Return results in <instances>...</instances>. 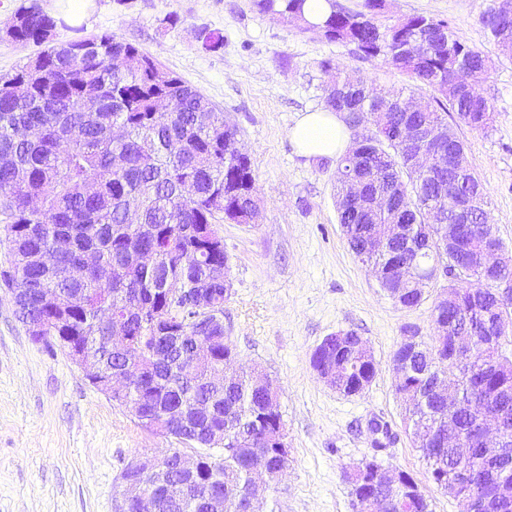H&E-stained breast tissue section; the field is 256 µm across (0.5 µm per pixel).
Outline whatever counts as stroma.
Wrapping results in <instances>:
<instances>
[{
  "label": "stroma",
  "mask_w": 512,
  "mask_h": 512,
  "mask_svg": "<svg viewBox=\"0 0 512 512\" xmlns=\"http://www.w3.org/2000/svg\"><path fill=\"white\" fill-rule=\"evenodd\" d=\"M41 4L65 20L57 41L79 30L109 32L150 53L223 111L251 158L258 216L249 224L218 222L217 231L232 281L224 334L244 370L278 387L289 448L288 466L258 512H354L345 473L371 456L410 474L432 512H458L411 441L391 370L405 330L433 343L431 309L443 283H430L417 307L396 306L343 235L335 159L302 157L289 138L303 113L325 108L329 76L321 60L393 94L406 79L358 58L354 45L261 12L254 0H91L82 19L66 0ZM485 7L486 0H384L378 21L444 19L492 58L478 84L492 120L486 129L461 126L457 133L487 191L494 231L512 255V56L482 25ZM207 32L223 35V45L204 49ZM340 331L366 339L379 364L359 395L327 386L311 366L316 346ZM177 445L142 428L131 407L109 400L65 354L33 342L0 281V512H116L126 464Z\"/></svg>",
  "instance_id": "stroma-1"
}]
</instances>
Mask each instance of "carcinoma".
<instances>
[{
	"label": "carcinoma",
	"instance_id": "cac0c4a2",
	"mask_svg": "<svg viewBox=\"0 0 512 512\" xmlns=\"http://www.w3.org/2000/svg\"><path fill=\"white\" fill-rule=\"evenodd\" d=\"M305 3L256 0L261 11L329 41L352 44L360 58L379 60L409 81L408 95L389 97L359 75L341 76L332 60L321 61L324 71L336 74L324 89L326 111L344 116L355 131L353 149L336 159L334 185L349 248L383 270L380 287L404 308L420 305L424 288L436 279L434 270L445 268L447 303L432 309L434 325L453 327L467 319L478 329L477 348L448 381L461 397L449 419L448 402L435 382L448 366L452 343L412 348L402 342L392 354L408 372L395 391L412 442L443 489L453 465L448 427L469 433L491 402L512 430V356L503 351L512 334V311L498 291L502 272L512 276V266L501 264L488 247L487 192L456 132L461 125L483 130L491 120L488 100L455 80L461 66L486 76L490 60L457 38L445 20L412 15L380 24L376 11L383 0H365L364 12L326 0L329 10L318 23L305 18ZM493 14L490 2L481 22L498 49L511 54L512 19L494 23ZM56 27V17L40 0H22L4 30L11 40L43 50L0 77V224L10 243V267L0 276L19 292L17 312L27 329L43 327L45 347L86 344L106 367H131L132 386L117 403L138 408L142 427L174 437L199 458L190 494L166 469L147 477L160 496V512H208L206 497L221 487L224 512H244L254 464L265 467L271 481L288 465L282 414L266 390L254 388L238 371L229 341L214 356L188 349L195 337L222 331L211 327L187 293L200 290L221 308L230 299L224 239L213 252L200 254L197 233L220 218L245 224L256 211L251 159L236 149L238 129L224 120V112L148 53L110 33L56 42ZM425 88L432 95H423ZM92 98L94 110L84 107ZM163 100L172 107L159 110ZM387 100L394 107L380 109ZM408 120L427 126L451 147V168L417 170L412 156L390 142V133ZM356 179L370 199L391 196L386 209L369 217L366 202L344 203ZM187 184L194 187L191 196L184 194ZM463 197L472 229L450 238L448 225L431 223L428 211H451ZM132 207L138 210L136 225L126 223ZM143 224L157 229L158 250L130 265L127 252L149 237ZM377 224H395L400 234L376 249ZM401 264L413 266L418 279L400 280L395 268ZM171 280L182 283V295L169 293ZM46 288L65 293L74 303L71 313L48 310L41 301ZM157 318L182 340L155 341ZM115 322L128 337L122 353L102 342ZM355 337L350 331L341 344L321 343L311 359L315 370L325 362L336 365L333 386L346 396L364 392L377 374V363L366 360ZM217 371L221 386L212 382ZM215 431L224 432L218 460L202 452L207 434ZM494 447H475L466 463L475 475V495L504 477L512 482V444L498 471L485 467Z\"/></svg>",
	"mask_w": 512,
	"mask_h": 512
}]
</instances>
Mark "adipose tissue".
I'll return each instance as SVG.
<instances>
[{
    "mask_svg": "<svg viewBox=\"0 0 512 512\" xmlns=\"http://www.w3.org/2000/svg\"><path fill=\"white\" fill-rule=\"evenodd\" d=\"M298 152L308 158H332L346 152L351 141L346 126L331 112H308L290 131Z\"/></svg>",
    "mask_w": 512,
    "mask_h": 512,
    "instance_id": "obj_1",
    "label": "adipose tissue"
}]
</instances>
